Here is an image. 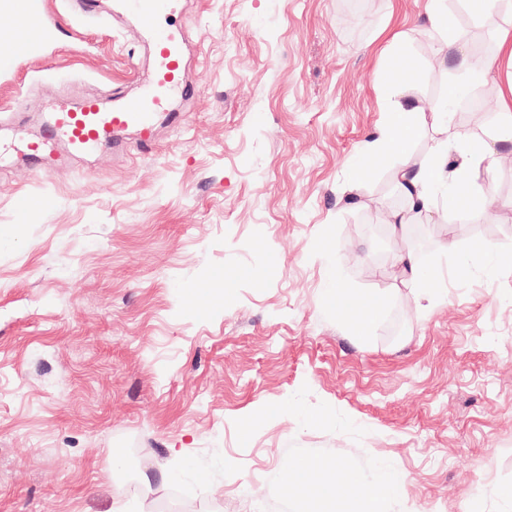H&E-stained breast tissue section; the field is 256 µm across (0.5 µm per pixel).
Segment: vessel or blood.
<instances>
[{"label": "vessel or blood", "mask_w": 512, "mask_h": 512, "mask_svg": "<svg viewBox=\"0 0 512 512\" xmlns=\"http://www.w3.org/2000/svg\"><path fill=\"white\" fill-rule=\"evenodd\" d=\"M129 2L141 28L156 35L152 45V78L137 96L114 95L111 106H103L98 98L89 97L77 107L54 112L50 139L61 141L72 153L84 154L115 143L120 134L130 129L138 131L140 147H148L154 116L165 111L170 96L186 86L181 50L186 28L169 23L170 0ZM0 14L16 19L15 25L0 28L1 60L37 56L45 44L58 37L59 26L45 14L44 0H0ZM54 205V196L46 193L18 197V221L26 223L37 211L50 210Z\"/></svg>", "instance_id": "obj_1"}]
</instances>
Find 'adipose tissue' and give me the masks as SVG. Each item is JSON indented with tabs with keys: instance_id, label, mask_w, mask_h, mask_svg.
Wrapping results in <instances>:
<instances>
[{
	"instance_id": "obj_1",
	"label": "adipose tissue",
	"mask_w": 512,
	"mask_h": 512,
	"mask_svg": "<svg viewBox=\"0 0 512 512\" xmlns=\"http://www.w3.org/2000/svg\"><path fill=\"white\" fill-rule=\"evenodd\" d=\"M429 14L433 30L441 38L454 61V70L463 82L477 78L468 61L464 41L450 33L448 13L443 0H430ZM414 74L413 62L391 70L379 94L386 103L388 126L383 139L376 145L373 155L358 158L353 168L359 177L372 170L374 156L393 153L399 157L397 184L405 199L404 209L392 212L390 223L408 224L414 219L431 214L434 193L445 188L444 199L449 208L486 206L489 191L478 184L473 171L491 153L497 143L512 142V91L502 95L498 103L500 117L497 131L491 141H476L454 131L451 122L450 100H440L430 112L410 108L404 94ZM431 124L443 134L446 145L437 146L426 165L412 164L405 154V144L419 124ZM456 151L459 164L449 165V151ZM327 295L345 321L356 331L367 330L380 317L386 303L384 294L360 292L347 287L340 280H332ZM280 478L289 494L302 495L313 501L333 505L335 512H385L390 499L401 494L407 482L403 470H394L391 477L379 480L359 470L345 460L308 458L304 463L291 462L282 467Z\"/></svg>"
}]
</instances>
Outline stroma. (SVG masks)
<instances>
[{"label": "stroma", "mask_w": 512, "mask_h": 512, "mask_svg": "<svg viewBox=\"0 0 512 512\" xmlns=\"http://www.w3.org/2000/svg\"><path fill=\"white\" fill-rule=\"evenodd\" d=\"M46 2L58 40L0 65L5 142L152 75L123 0ZM446 4L483 74L469 88L483 113L462 97L452 121L485 139L512 81L496 53L512 12ZM171 13L190 32L188 86L150 152L128 132L48 175L15 153L0 163V226L16 227L0 237V512H280V467L314 453L403 469L395 512H512V143L482 166L495 217L422 221L418 263L443 275L429 300L393 262L408 239L361 224L393 209L397 159L363 179L351 167L383 132L392 38L418 66V107L452 87L428 0L360 14L344 0H174ZM28 192L56 204L20 224ZM220 272L235 278L222 293ZM332 274L386 294L367 338L331 305Z\"/></svg>", "instance_id": "stroma-1"}]
</instances>
